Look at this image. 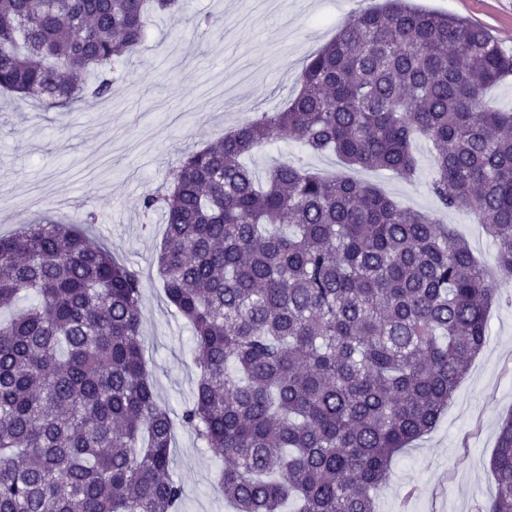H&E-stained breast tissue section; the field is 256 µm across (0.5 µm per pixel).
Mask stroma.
<instances>
[{
	"mask_svg": "<svg viewBox=\"0 0 512 512\" xmlns=\"http://www.w3.org/2000/svg\"><path fill=\"white\" fill-rule=\"evenodd\" d=\"M377 0H277L257 26L245 24V0H185L157 16L137 51L118 65L109 95L55 112L0 94V234L20 220L51 215L98 220L88 235L139 271L142 342L158 401L180 417L192 397L197 369L192 333L167 305L156 255L165 235L161 213L141 200L168 177L178 157L200 149L244 121L282 107L296 77L339 26ZM430 11L461 17L488 30L512 51V0H412ZM220 20L202 32L198 20ZM431 146L418 141L419 169L400 180L380 171H354L401 206L432 214L465 240L494 270V245L475 213L448 211L431 193ZM303 157L309 169L332 176L344 167L331 153L303 151L290 138L255 151L248 164L265 177L279 160ZM512 410V302L488 317V340L459 384L437 426L399 456L378 497V512H479L495 494L490 458L498 421ZM224 466L194 431L178 428L172 478L185 496L181 512H229L216 488Z\"/></svg>",
	"mask_w": 512,
	"mask_h": 512,
	"instance_id": "35a3bbf8",
	"label": "stroma"
}]
</instances>
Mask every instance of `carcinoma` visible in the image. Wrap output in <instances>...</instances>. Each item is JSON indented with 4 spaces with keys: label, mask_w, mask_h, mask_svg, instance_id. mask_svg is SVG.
<instances>
[{
    "label": "carcinoma",
    "mask_w": 512,
    "mask_h": 512,
    "mask_svg": "<svg viewBox=\"0 0 512 512\" xmlns=\"http://www.w3.org/2000/svg\"><path fill=\"white\" fill-rule=\"evenodd\" d=\"M183 0H0V91L67 112L108 95L152 12ZM512 54L484 28L409 0L355 13L302 69L281 110L185 153L142 198L166 235L168 304L191 326L197 376L174 421L142 346V283L73 224L0 236V512H179L177 426L224 457L236 512H377L394 457L431 431L487 341L512 282V112L489 87ZM432 144L430 190L469 210L501 280L432 215L349 176L245 158L279 137L350 168L410 180ZM483 512H512V411Z\"/></svg>",
    "instance_id": "carcinoma-1"
}]
</instances>
